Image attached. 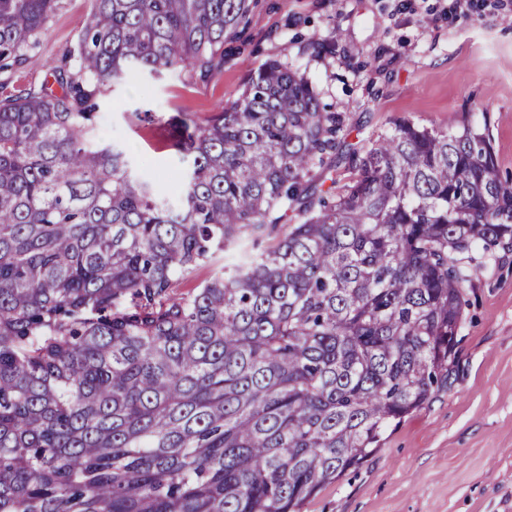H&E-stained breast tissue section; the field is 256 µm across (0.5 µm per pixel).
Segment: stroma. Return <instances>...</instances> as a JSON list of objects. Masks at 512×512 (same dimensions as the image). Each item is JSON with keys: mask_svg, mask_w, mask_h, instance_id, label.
I'll use <instances>...</instances> for the list:
<instances>
[{"mask_svg": "<svg viewBox=\"0 0 512 512\" xmlns=\"http://www.w3.org/2000/svg\"><path fill=\"white\" fill-rule=\"evenodd\" d=\"M90 10L61 0L32 46L38 65L0 69L12 85L41 82ZM278 59L304 73L329 111L349 118L350 143L398 120L450 128L484 123L501 176H512V0H253L224 37V65L207 81L141 75L99 103L98 126L128 147L160 196L176 198L171 116L206 119ZM150 113L149 122L132 120ZM484 269L466 288L450 387L386 432L357 469L303 512H512V251H475Z\"/></svg>", "mask_w": 512, "mask_h": 512, "instance_id": "1", "label": "stroma"}]
</instances>
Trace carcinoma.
<instances>
[{
    "instance_id": "cac0c4a2",
    "label": "carcinoma",
    "mask_w": 512,
    "mask_h": 512,
    "mask_svg": "<svg viewBox=\"0 0 512 512\" xmlns=\"http://www.w3.org/2000/svg\"><path fill=\"white\" fill-rule=\"evenodd\" d=\"M59 2L0 0V59L36 63ZM90 3L45 79L0 97V512H302L448 386L471 253L512 246V180L469 121L345 143L275 60L205 122L175 116L173 205L95 100L211 78L250 0Z\"/></svg>"
}]
</instances>
